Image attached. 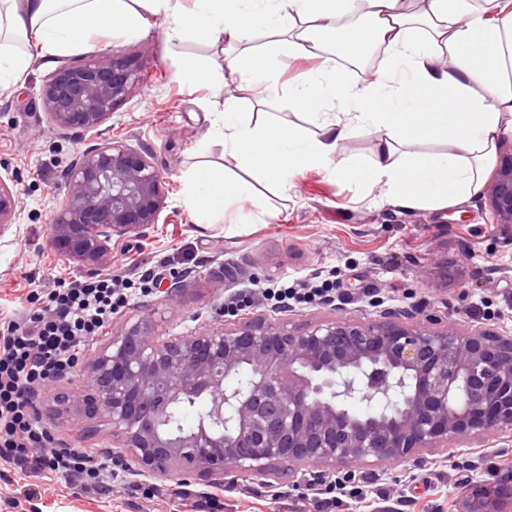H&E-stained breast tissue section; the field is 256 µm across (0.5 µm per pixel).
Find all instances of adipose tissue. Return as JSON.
Here are the masks:
<instances>
[{"mask_svg": "<svg viewBox=\"0 0 512 512\" xmlns=\"http://www.w3.org/2000/svg\"><path fill=\"white\" fill-rule=\"evenodd\" d=\"M153 16L209 46L246 47L245 56L227 55L230 74H258L271 95L280 58L328 54L290 88L292 105L311 112L317 133L254 121L229 94L207 115L208 139L283 192L314 166L381 186L404 207L444 210L481 192L498 138L512 133V0H0V84L26 74V45L49 60L101 36L140 37ZM372 47L383 55L372 81L353 84L330 62ZM356 125L375 138L372 162L343 153ZM422 140L441 151L410 153ZM186 181L184 203L200 225L223 222L250 193L246 182L205 166Z\"/></svg>", "mask_w": 512, "mask_h": 512, "instance_id": "ef3b65f1", "label": "adipose tissue"}]
</instances>
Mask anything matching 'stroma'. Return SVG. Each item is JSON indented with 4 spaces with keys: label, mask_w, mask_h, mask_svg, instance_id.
<instances>
[{
    "label": "stroma",
    "mask_w": 512,
    "mask_h": 512,
    "mask_svg": "<svg viewBox=\"0 0 512 512\" xmlns=\"http://www.w3.org/2000/svg\"><path fill=\"white\" fill-rule=\"evenodd\" d=\"M151 25L145 37L98 48L106 59L116 50L135 54L141 82L95 130H59L48 123L40 89L55 67L41 58L33 59L23 80L0 90V178L20 200L12 228L0 237V324L25 321L37 298L58 281L100 271L132 280L148 272L176 277L181 290L171 298L161 289L137 296L86 343L79 357L83 368L114 333L144 316L166 338L233 329L247 320L301 332L334 319L376 318L372 302L378 299L387 308L413 309L418 323L437 311L461 327L512 332V226L494 223L484 197L446 210L405 208L391 204L380 187L307 167L285 192L258 174L247 176L265 203L260 220L195 224L183 204L185 173L203 161L228 177L244 174L220 143L205 155L195 152L208 127L211 90L186 82L184 61L202 58L219 71L224 60L191 35L173 33L161 18ZM230 89L239 111L268 112L316 128L311 116L289 104L287 92L264 97L257 84L240 77ZM112 137L151 150L166 179L165 207L143 234L113 244L106 264L82 265L53 248L50 224L67 195L64 173L71 162ZM325 280L336 286L331 306L284 309L257 300L233 316L223 309L225 297L242 290ZM51 394L50 386H42L36 406L56 445L111 457V429L92 433L81 422L52 420ZM498 469H512V447L465 458L426 451L414 462L364 466L362 496L340 494L328 505L305 464L279 463L264 474L222 484L192 473L145 478L125 465L110 475L106 493L6 464L0 465V512H184L188 499L197 512H455L469 481L491 479ZM147 485L154 487L153 497L141 495Z\"/></svg>",
    "instance_id": "35a3bbf8"
}]
</instances>
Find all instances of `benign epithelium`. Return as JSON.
I'll list each match as a JSON object with an SVG mask.
<instances>
[{
    "mask_svg": "<svg viewBox=\"0 0 512 512\" xmlns=\"http://www.w3.org/2000/svg\"><path fill=\"white\" fill-rule=\"evenodd\" d=\"M141 81L136 58L66 62L45 81L42 106L61 130H95ZM67 196L51 224L63 255L102 264L112 242L158 223L165 177L152 152L118 139L85 149L65 172ZM497 224H512V151L498 156L487 187ZM16 190L0 178V234L13 224ZM413 322L410 310L335 320L305 332L245 321L174 339L146 316L112 337L87 370L90 384L60 388L48 413L105 422L133 473L251 475L275 462L319 468L354 483L369 462H407L424 448L473 438L512 440V336ZM248 370L239 386L227 381ZM198 400L199 422L168 427L169 408ZM369 412L357 418L353 405ZM457 512H512V470L472 484Z\"/></svg>",
    "mask_w": 512,
    "mask_h": 512,
    "instance_id": "benign-epithelium-1",
    "label": "benign epithelium"
}]
</instances>
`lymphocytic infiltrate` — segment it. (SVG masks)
<instances>
[{
    "instance_id": "1",
    "label": "lymphocytic infiltrate",
    "mask_w": 512,
    "mask_h": 512,
    "mask_svg": "<svg viewBox=\"0 0 512 512\" xmlns=\"http://www.w3.org/2000/svg\"><path fill=\"white\" fill-rule=\"evenodd\" d=\"M112 275L58 284L42 308L22 323L0 331V463L65 479L84 490H102L104 463L89 450L57 449L50 432L35 418L31 393L44 381L70 374L84 341L99 335L123 308L135 287Z\"/></svg>"
}]
</instances>
